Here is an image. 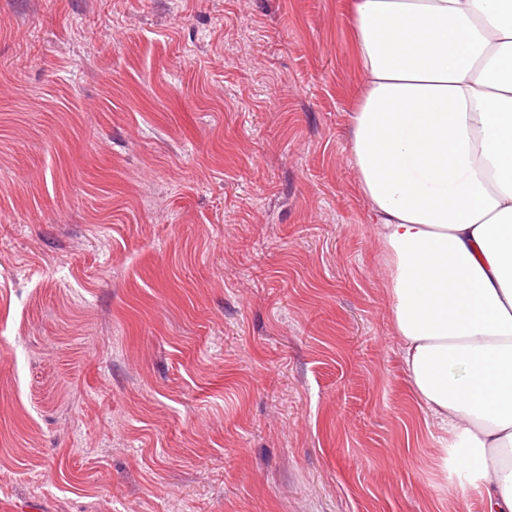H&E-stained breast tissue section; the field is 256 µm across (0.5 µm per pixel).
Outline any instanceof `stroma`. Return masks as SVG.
Wrapping results in <instances>:
<instances>
[{
  "mask_svg": "<svg viewBox=\"0 0 512 512\" xmlns=\"http://www.w3.org/2000/svg\"><path fill=\"white\" fill-rule=\"evenodd\" d=\"M352 0H0V512H481L351 159Z\"/></svg>",
  "mask_w": 512,
  "mask_h": 512,
  "instance_id": "stroma-1",
  "label": "stroma"
}]
</instances>
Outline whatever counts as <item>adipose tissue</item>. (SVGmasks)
<instances>
[{
    "mask_svg": "<svg viewBox=\"0 0 512 512\" xmlns=\"http://www.w3.org/2000/svg\"><path fill=\"white\" fill-rule=\"evenodd\" d=\"M350 149L441 465L512 512V0H355Z\"/></svg>",
    "mask_w": 512,
    "mask_h": 512,
    "instance_id": "1",
    "label": "adipose tissue"
}]
</instances>
